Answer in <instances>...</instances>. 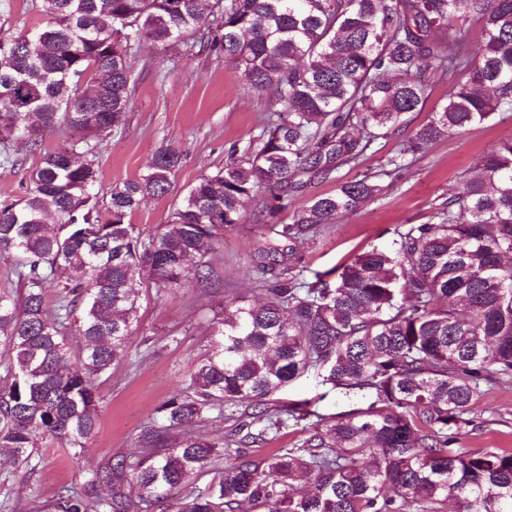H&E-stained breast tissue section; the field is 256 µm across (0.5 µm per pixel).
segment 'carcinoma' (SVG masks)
<instances>
[{
    "label": "carcinoma",
    "instance_id": "obj_1",
    "mask_svg": "<svg viewBox=\"0 0 512 512\" xmlns=\"http://www.w3.org/2000/svg\"><path fill=\"white\" fill-rule=\"evenodd\" d=\"M41 13L33 32L0 38V134L39 155L24 193L0 202V258L16 257L15 287L0 291V457L27 473L39 442L77 461L95 438L101 380L139 360L129 338L143 293L212 286L224 225L253 205L284 208L303 174L357 163L424 103L419 71L448 77V96L387 160L388 177L424 144L512 112V0H41ZM143 42L163 59L222 58L252 92L273 91L260 146L202 176L147 236L131 218L170 193L179 152L159 149L104 204L98 190L100 145L125 125ZM51 133L68 148H44ZM381 192L376 175L341 183L277 240ZM432 218L391 251L353 255L333 285L260 248L275 285L261 302L219 303L207 351L135 438L136 462L111 457L30 498L29 512H512V451L456 447L487 385L512 378V139ZM311 372L369 405L326 416L278 398ZM312 416L293 447L248 448ZM224 418L239 441L206 431Z\"/></svg>",
    "mask_w": 512,
    "mask_h": 512
}]
</instances>
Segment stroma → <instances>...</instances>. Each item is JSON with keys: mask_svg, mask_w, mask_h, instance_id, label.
<instances>
[{"mask_svg": "<svg viewBox=\"0 0 512 512\" xmlns=\"http://www.w3.org/2000/svg\"><path fill=\"white\" fill-rule=\"evenodd\" d=\"M44 21L40 0H0V37L26 33ZM152 45H141L131 62L139 76L132 109L124 129L111 134L98 156L100 194L112 185L137 177L153 154L175 146L182 154L170 195L144 202L132 217L143 232H156L167 220L174 199L201 176L223 167L231 154L256 141L263 129L267 95L249 92L241 72L204 53L156 62ZM427 98L376 152L358 163L339 166L332 180L302 177L288 195L286 210L271 214L250 210L242 223L224 227V241L212 257L220 280L219 294L188 283L174 291L143 295L140 321L130 337L132 348L147 356L133 369L120 366L99 388L102 407L97 434L81 462H74L60 444L43 443L41 462L28 475V486L42 499L61 485L82 479L86 469L113 455H126L152 410L164 401L204 353L212 334L218 301L258 299L262 285L254 264L261 241L273 237L274 225L291 223L293 215L319 195L331 194L338 183L381 173L403 144L409 143L448 94L447 77L424 70L419 74ZM512 138V112L461 134L445 135L429 143L386 186L378 197L363 203L336 223L293 245L292 261L303 277L335 272L355 253L373 247H392L399 231L410 224L430 222L438 205L447 201L462 180L476 176L484 152ZM317 398L318 413L331 415L352 409V402L336 392H324L315 376L290 385L283 401ZM475 430L461 436L460 447L512 449V379L490 385L477 415Z\"/></svg>", "mask_w": 512, "mask_h": 512, "instance_id": "obj_1", "label": "stroma"}]
</instances>
